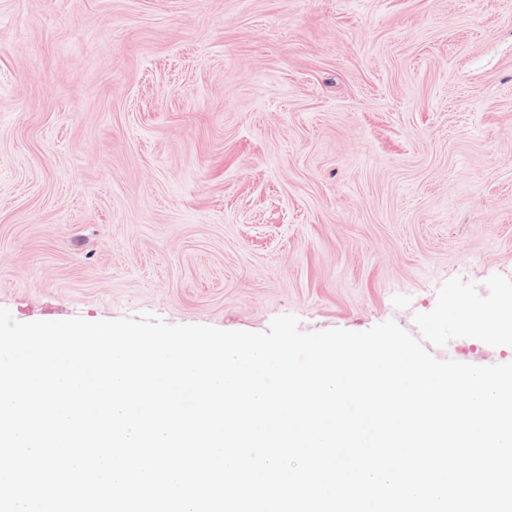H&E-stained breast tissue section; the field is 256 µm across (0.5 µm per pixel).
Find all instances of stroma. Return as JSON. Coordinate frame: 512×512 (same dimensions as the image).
<instances>
[{"label": "stroma", "instance_id": "stroma-1", "mask_svg": "<svg viewBox=\"0 0 512 512\" xmlns=\"http://www.w3.org/2000/svg\"><path fill=\"white\" fill-rule=\"evenodd\" d=\"M512 279V0H0V307L364 331ZM440 360L512 362L474 338Z\"/></svg>", "mask_w": 512, "mask_h": 512}]
</instances>
